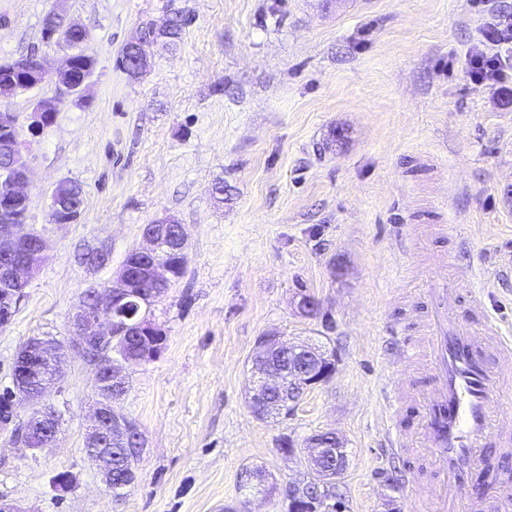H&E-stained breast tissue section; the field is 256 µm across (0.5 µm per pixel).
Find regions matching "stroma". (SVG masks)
<instances>
[{"mask_svg":"<svg viewBox=\"0 0 512 512\" xmlns=\"http://www.w3.org/2000/svg\"><path fill=\"white\" fill-rule=\"evenodd\" d=\"M168 0H0V61L36 52L49 69L43 21L65 15L96 64L86 104L65 103L39 136L22 132L28 223L47 258L0 327V391L32 336L68 339L70 317L103 288L143 227L161 218L186 234L184 276L151 309L167 347L128 366L116 407L148 446L122 495L84 452L96 362L73 355L42 401L61 416L51 446L31 453L0 427V498L26 512H288L289 484L307 479L304 444L332 430L344 444L342 500L319 512H429L413 478L418 449L387 456L381 387L419 373L387 367L390 327L419 337L421 290L439 261L477 274L481 303L512 334V77L471 81L468 52L512 18V0H175L189 23L177 46L155 43L138 79L118 66L143 23ZM512 57V44L495 46ZM84 189L77 222L49 218L55 185ZM106 247V266L77 260ZM311 296L316 315L298 302ZM312 343L336 357L334 377L285 418L246 402L261 337ZM291 438L294 454L280 441ZM466 494L512 482V454L489 446ZM264 486L246 483L249 467ZM73 477L55 487L58 473Z\"/></svg>","mask_w":512,"mask_h":512,"instance_id":"obj_1","label":"stroma"}]
</instances>
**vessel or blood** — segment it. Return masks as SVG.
Returning a JSON list of instances; mask_svg holds the SVG:
<instances>
[{"label":"vessel or blood","mask_w":512,"mask_h":512,"mask_svg":"<svg viewBox=\"0 0 512 512\" xmlns=\"http://www.w3.org/2000/svg\"><path fill=\"white\" fill-rule=\"evenodd\" d=\"M474 272L440 278L422 294L427 309L420 343L404 342L385 362L425 372L413 404L419 417L411 441L390 434L389 449L399 455L406 444L421 448L429 460L433 482L417 486L434 512H512V493L483 501L463 498L475 469L484 462L490 436L502 448L512 447V431L500 430L494 404L501 391L500 361L512 357V336L503 335L485 307L471 311L470 323L459 313L460 294L471 287Z\"/></svg>","instance_id":"b4317fda"}]
</instances>
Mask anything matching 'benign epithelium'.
<instances>
[{
  "label": "benign epithelium",
  "mask_w": 512,
  "mask_h": 512,
  "mask_svg": "<svg viewBox=\"0 0 512 512\" xmlns=\"http://www.w3.org/2000/svg\"><path fill=\"white\" fill-rule=\"evenodd\" d=\"M5 81H0V96L8 98L16 91L17 82L21 81L31 87H39L47 81L54 84L52 97L38 99L27 113L26 121L31 136H38L47 124V113L58 111L61 102L70 98H83V89L92 76L87 73L80 81L72 84L66 80L68 66L51 71L46 61L40 60V66L17 78L18 68L12 64L3 65ZM6 160L12 169L27 171V164L22 154V143L11 142L0 145V160ZM12 204L0 207V256L11 254L19 244L20 217L15 215ZM171 219L157 220L151 229L144 231L147 246L139 248L130 255L126 265L121 268L112 281V287L106 294L98 292L83 301L71 317L72 339L69 350L87 353L91 346L101 337L115 335L145 336L160 333V328L149 318V310L160 297L158 293L143 294L137 292L134 282L138 274H150L152 278L163 283L169 279L166 266L155 261L158 252L169 247L171 239ZM45 259V243L37 238L35 260L27 262H4L0 265V326L7 325L17 309L23 288L32 275L39 269ZM289 355L297 359V364L282 366L271 363L253 372L251 402L253 408L263 412L262 391L266 389L288 388V401L296 405L304 390L328 382L335 373V357L318 347L304 343H288L277 336H263L259 341V352L254 362L262 363L274 355ZM18 358L26 362V368L34 369L46 366L49 378L40 388L38 394L29 391L25 379L20 378L14 384V401L22 405L42 398L58 380L63 357L56 356L53 346L39 337H31L23 344ZM125 377L112 362L102 361L96 371L95 384L97 399L90 416V426L86 434V452L90 462L98 469L104 483L112 486V453L100 447V439L107 428L122 433L135 431L131 419L114 407V401L121 396L120 387ZM27 422L29 433L36 436L35 442L28 443L31 449L42 448L57 438L60 428L58 414L40 407L31 411ZM311 466L324 481L336 480L344 470L346 455L343 442L332 431H324L311 437L306 444ZM289 509L291 512H316L320 501L318 490H305V485L291 484L288 487Z\"/></svg>",
  "instance_id": "benign-epithelium-1"
}]
</instances>
